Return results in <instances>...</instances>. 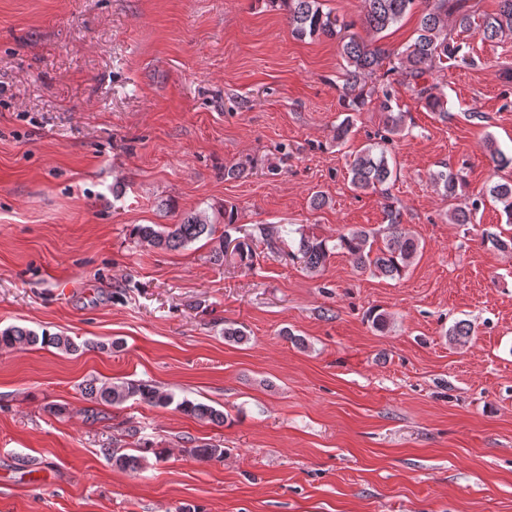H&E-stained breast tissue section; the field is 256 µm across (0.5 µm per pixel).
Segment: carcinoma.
<instances>
[{"label": "carcinoma", "instance_id": "1", "mask_svg": "<svg viewBox=\"0 0 512 512\" xmlns=\"http://www.w3.org/2000/svg\"><path fill=\"white\" fill-rule=\"evenodd\" d=\"M284 2L288 6V20L292 33L297 37L306 35H325L334 37L337 28H348L347 22L322 9L320 0H269L271 3ZM417 0H361L362 23L367 32L379 34L399 23L416 5ZM417 37L410 44L405 56L392 60V53L370 40L358 35H350L342 40L341 55L346 61L343 74V107L349 112L359 111L367 102L365 81L376 73L383 64H388L386 73H401L413 81L423 79L427 74L454 58L460 46L448 41L446 33L448 22L462 32L476 30L485 40L494 41L512 36V0H498V9L476 20L468 0H425ZM419 101L423 106L442 118L448 117L447 101L436 84H423L417 89ZM378 109L385 113L387 132L397 134L403 128V114L394 112L392 97L388 90L376 97ZM389 137L380 136V142H374L356 151L348 171L351 185L361 191L383 193L385 185L397 177V171L387 157L385 143ZM431 183L444 190V195L456 198L464 195L466 179L463 169L439 170L430 174ZM489 197L502 206L507 223H512V180L497 182L489 187ZM483 204L475 198L464 206H457L449 215L453 224H472L476 213ZM388 235L383 246L374 248L373 235L364 229H350L336 235V243L328 246L327 240L314 235L299 232L295 250L288 256L298 260L302 269L311 275L323 270L333 250L340 249L350 255L359 269L369 268L378 275L401 278L412 260L420 251L419 242L402 231L401 210L393 205L387 206ZM235 224L233 210H224V234L218 237L213 247L214 261L224 260L228 245L239 258L240 266L251 269L255 255L254 241L258 240L272 253L280 249V240L274 231L260 228V238L231 239L230 230ZM133 235L143 244L152 247L178 249L201 237L213 239L215 225L204 212H193L178 224L164 230L155 229L153 224H138ZM472 327L465 320L455 322L448 329V336L457 343H464L471 336ZM53 347L61 352L73 355L89 344H77L71 337L58 334H37L35 331L12 326L0 332V346L7 348L31 347L36 345ZM83 397L90 401L119 406L129 400L139 401L151 406L167 407L174 403V397L159 391L155 386L142 381L128 380L97 384L96 380L87 381L81 389ZM177 409L197 419L213 423L224 422V413L210 405L183 400L177 403ZM104 453L112 462L122 468L135 470L140 467L143 457L134 454L115 455L110 449ZM192 453L203 461L224 458V449L218 445L207 444L192 449Z\"/></svg>", "mask_w": 512, "mask_h": 512}]
</instances>
